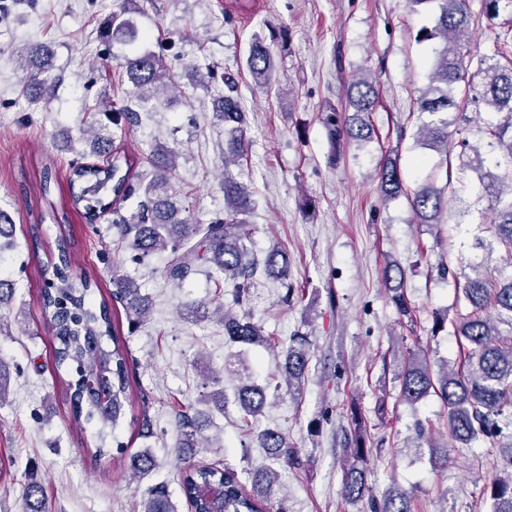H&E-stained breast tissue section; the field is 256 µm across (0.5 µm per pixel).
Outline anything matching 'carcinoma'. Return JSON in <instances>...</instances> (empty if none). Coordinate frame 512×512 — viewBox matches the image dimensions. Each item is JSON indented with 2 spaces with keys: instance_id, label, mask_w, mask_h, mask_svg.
Listing matches in <instances>:
<instances>
[{
  "instance_id": "1",
  "label": "carcinoma",
  "mask_w": 512,
  "mask_h": 512,
  "mask_svg": "<svg viewBox=\"0 0 512 512\" xmlns=\"http://www.w3.org/2000/svg\"><path fill=\"white\" fill-rule=\"evenodd\" d=\"M412 11L425 9L432 14V25L421 28L419 41L433 45L428 83L418 90L416 110L433 120L423 124L419 134L441 151L460 148L456 184L449 193L430 184H423L407 195L412 211L421 224H436L447 209V196L456 199L471 184H476L488 197L492 218L488 236L476 241L475 247L491 249L498 245L511 256L500 265H485L475 276H464L460 288L468 312L453 321L458 336L460 355L456 362H432L419 351L407 350L402 355L397 374L399 398L416 404L433 393L448 409L450 436L461 446L481 438L504 456L506 469L486 480L484 491L492 501V512H512V434L503 435L512 426V0H483L485 13L497 18L508 14L507 31L495 36L493 51L474 58L468 51L471 40L467 0H409ZM21 64L30 70V84L45 83L44 74L53 67L51 56L34 47L21 55ZM246 65L254 83L270 84L275 71L270 50L259 44L250 46ZM122 68L134 87L155 96L169 88L168 75L160 56L132 54L123 58ZM354 114L343 117L333 107L326 108L324 124L332 147L341 137L354 141L371 138L373 129L366 117L376 104L375 80L362 77L354 81L347 93ZM483 106L485 111L503 114L495 121L483 120L477 126L478 142L463 137L471 123L469 104ZM214 112L224 122L228 135L224 162L243 156L244 115L232 96L214 100ZM102 122L93 120L84 130L90 153L98 157L112 156L102 168L78 165L72 182L80 183L73 193L75 203L84 204L89 214L112 209V229L132 260L142 262L159 252H169L165 276L183 283L198 267L209 264L224 275L232 285V301L243 302L256 274L264 270L283 276L288 271V253L271 249L263 261L249 255L244 241L251 236L250 225L240 218L247 204V188L232 178L224 177V215L207 224H194L180 217L179 209L170 202L168 177L174 168V156L159 147L155 150L154 179L141 186L133 172V160L116 151L111 140L100 133ZM379 190L386 198L405 193L402 172L395 159L388 158L378 172ZM145 200L132 214L123 212V204L139 191ZM112 200L104 201L106 193ZM15 229L0 212V248L9 247ZM58 262L46 266L42 276L49 287L41 294V307L53 332L57 346L54 358L60 367H71L74 373L66 382L70 401L78 416L98 424L99 444L93 455L105 457L125 455V445L112 430L125 414L129 403L130 356L111 317V303L124 308L129 330L137 329L148 318L149 301L137 285L118 274L113 275L112 300L101 299L99 305L90 300L96 280L85 276L75 280L69 274L71 243L62 238L58 244ZM385 279L391 283V300L401 317L414 322V310L406 298L405 269L397 262L385 267ZM224 335L244 345L265 342L261 327L246 316L225 311ZM509 330L503 332L499 325ZM112 345L104 343V339ZM311 359V343L306 336H296L285 349L284 382L288 392L301 390ZM236 401L247 416L261 412L267 402L263 388L244 383ZM209 414L195 405L188 406L175 417L178 441L176 448L183 455L207 441L202 435ZM354 438L345 449L352 464L344 470V494L351 500L370 496L368 472L362 464L368 459L367 438L357 412H352ZM260 445L268 449L272 464L251 473V485L243 482L241 473L231 464L224 467L189 465L181 472L180 488L193 512H269L271 488L278 472L276 464L298 465L296 449L278 430L260 436ZM23 512H49L45 486L38 472L25 476L22 486ZM168 491L155 486L146 492L143 512H175ZM374 512H412L410 494L393 489Z\"/></svg>"
}]
</instances>
